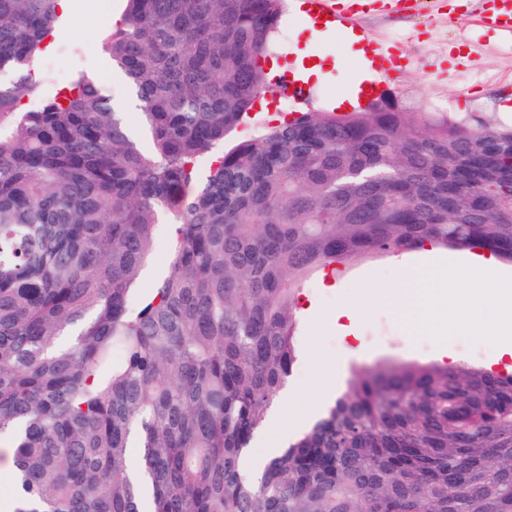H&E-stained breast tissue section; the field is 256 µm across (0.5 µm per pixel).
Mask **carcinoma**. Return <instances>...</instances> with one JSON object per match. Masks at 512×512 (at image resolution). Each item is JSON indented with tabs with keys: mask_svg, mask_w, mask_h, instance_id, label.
<instances>
[{
	"mask_svg": "<svg viewBox=\"0 0 512 512\" xmlns=\"http://www.w3.org/2000/svg\"><path fill=\"white\" fill-rule=\"evenodd\" d=\"M59 2L0 0L4 512H512V373L476 365L356 367L240 469L313 281L428 245L512 263V124L384 97L267 120L288 0H124L102 48L144 147L82 71L33 97ZM161 224L169 265L143 293Z\"/></svg>",
	"mask_w": 512,
	"mask_h": 512,
	"instance_id": "cac0c4a2",
	"label": "carcinoma"
}]
</instances>
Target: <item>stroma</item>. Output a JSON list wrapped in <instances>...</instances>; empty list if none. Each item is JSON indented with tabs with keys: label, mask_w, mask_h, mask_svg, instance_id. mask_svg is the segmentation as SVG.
<instances>
[{
	"label": "stroma",
	"mask_w": 512,
	"mask_h": 512,
	"mask_svg": "<svg viewBox=\"0 0 512 512\" xmlns=\"http://www.w3.org/2000/svg\"><path fill=\"white\" fill-rule=\"evenodd\" d=\"M92 0H77L67 25L58 32L33 68L38 79L65 87L75 71L93 76L112 105L126 99L128 86L121 72L105 62L102 39L122 0L111 8H95ZM485 0H382L358 21L366 38L384 43L401 60L398 71L383 77L381 93L415 112H432L446 102L447 113H466L496 123L512 121L502 106L512 100V39L480 20ZM273 56L277 69L297 68L300 57L322 60L323 77L314 82V97L304 104L277 98L270 114L326 109L349 90L357 74L339 31L313 35L301 28L296 7H289ZM472 251L433 248L400 256L352 261L335 280H317L306 289L298 315L304 330L301 353L285 387L301 400L316 399L325 408L346 387L353 366L381 360L476 363L492 371H512V357L474 331L429 328L427 323L402 328L387 309L349 320L336 319L337 310L353 306L369 286L395 284L402 272L422 273L437 266L467 267ZM336 366L329 387L320 388L310 363L311 350Z\"/></svg>",
	"instance_id": "35a3bbf8"
}]
</instances>
